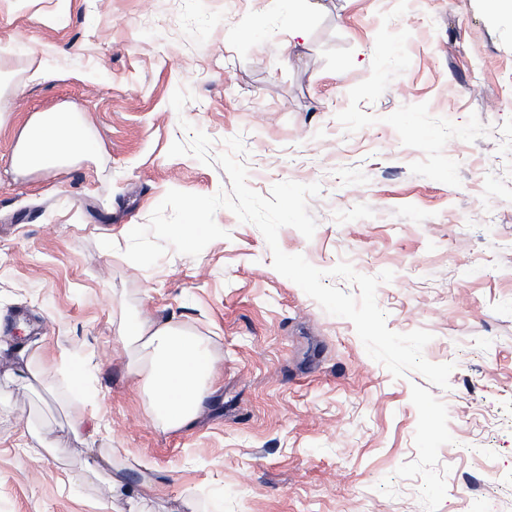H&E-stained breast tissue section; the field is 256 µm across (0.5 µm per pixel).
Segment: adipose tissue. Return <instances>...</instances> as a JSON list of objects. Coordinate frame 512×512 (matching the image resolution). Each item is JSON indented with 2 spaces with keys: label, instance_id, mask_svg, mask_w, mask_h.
<instances>
[{
  "label": "adipose tissue",
  "instance_id": "1",
  "mask_svg": "<svg viewBox=\"0 0 512 512\" xmlns=\"http://www.w3.org/2000/svg\"><path fill=\"white\" fill-rule=\"evenodd\" d=\"M98 143L84 116L64 109L29 122L13 164L22 173L54 170L92 157ZM134 373L146 374V414L165 429L191 424L214 378L204 341L173 319L125 320L115 332Z\"/></svg>",
  "mask_w": 512,
  "mask_h": 512
}]
</instances>
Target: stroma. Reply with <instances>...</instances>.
<instances>
[{"mask_svg":"<svg viewBox=\"0 0 512 512\" xmlns=\"http://www.w3.org/2000/svg\"><path fill=\"white\" fill-rule=\"evenodd\" d=\"M0 0V512H512V15L490 0ZM45 65L49 80L30 83ZM189 89L182 111L173 92ZM65 107L93 160L21 175L26 123ZM240 137L248 183H319L312 238L280 248L380 284L390 330L423 329L448 388L394 378L351 321L276 272L262 232L127 260L169 190H230L191 156ZM147 310L220 367L193 423L152 424L114 337ZM107 430L74 433V419ZM112 448L134 467L113 468Z\"/></svg>","mask_w":512,"mask_h":512,"instance_id":"obj_1","label":"stroma"}]
</instances>
